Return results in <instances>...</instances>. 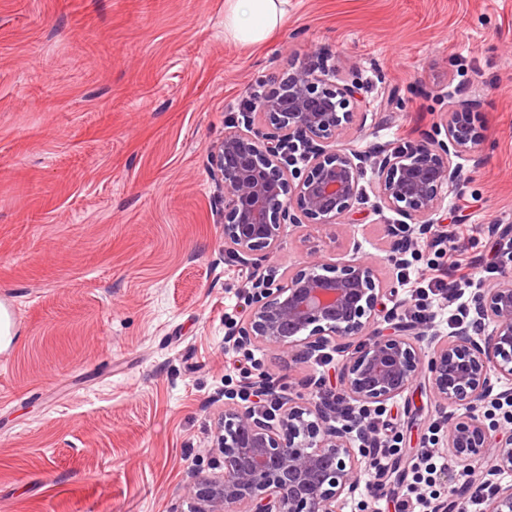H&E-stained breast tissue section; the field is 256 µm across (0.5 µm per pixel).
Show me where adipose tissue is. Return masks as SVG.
I'll use <instances>...</instances> for the list:
<instances>
[{
	"label": "adipose tissue",
	"instance_id": "obj_1",
	"mask_svg": "<svg viewBox=\"0 0 512 512\" xmlns=\"http://www.w3.org/2000/svg\"><path fill=\"white\" fill-rule=\"evenodd\" d=\"M288 0H224V34L242 44H258L281 27Z\"/></svg>",
	"mask_w": 512,
	"mask_h": 512
}]
</instances>
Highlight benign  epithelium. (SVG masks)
Instances as JSON below:
<instances>
[{"mask_svg":"<svg viewBox=\"0 0 512 512\" xmlns=\"http://www.w3.org/2000/svg\"><path fill=\"white\" fill-rule=\"evenodd\" d=\"M340 64L317 70L304 62L267 94L244 104L241 121L211 150L214 176L224 189V251L230 256H273L283 224L300 218L335 224L368 199L361 185L371 172L374 208L404 215L387 225L390 261L407 263L432 216L460 194L462 159L478 141L470 127L450 120L444 138L426 136L402 147L380 145L366 154L348 140L347 110L359 83ZM352 257L335 268L318 258L276 282L253 273L249 313L226 337L239 350L261 343L306 363L341 357L344 403L314 379L307 397L286 394L261 378L252 389L269 406L224 403L212 447L224 455L218 473L194 471V512H342L360 491L362 476L390 455L361 424L424 380L440 404L463 411L442 437L464 478L459 498L437 497L434 512H465L463 499L482 512H512V237L500 244V271L461 306L456 330L440 335L420 323L408 302L386 308L371 265ZM491 407L501 417L480 414ZM489 458L480 470L472 463Z\"/></svg>","mask_w":512,"mask_h":512,"instance_id":"1","label":"benign epithelium"}]
</instances>
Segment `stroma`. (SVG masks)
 <instances>
[{"mask_svg":"<svg viewBox=\"0 0 512 512\" xmlns=\"http://www.w3.org/2000/svg\"><path fill=\"white\" fill-rule=\"evenodd\" d=\"M307 60L358 75L359 151L435 132L455 87L472 88L482 141L434 221L460 225L477 280L497 277L486 229L512 226V0H289L256 45L225 37L224 0H0V302L19 314L0 348V512H192L189 474L224 466L225 389L254 371L292 394L338 384L335 361L225 348L253 268L224 254L209 152L243 101ZM400 220L365 203L337 225H284L260 271L339 267L357 242L407 299L387 260ZM448 414L411 391L390 401L403 468L344 512L447 493L455 464L429 487L416 476L421 449L446 455Z\"/></svg>","mask_w":512,"mask_h":512,"instance_id":"1","label":"stroma"}]
</instances>
